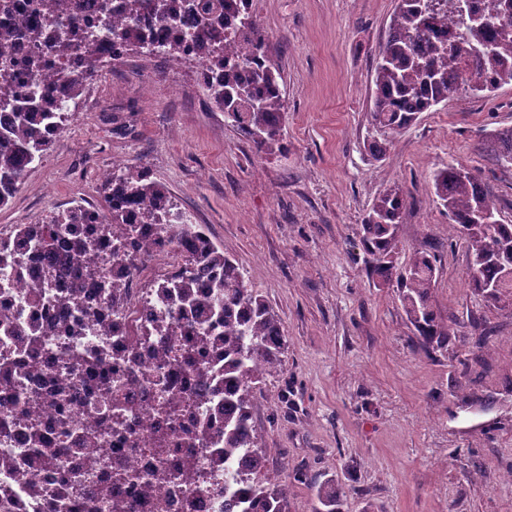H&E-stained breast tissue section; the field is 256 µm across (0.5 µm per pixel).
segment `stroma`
Wrapping results in <instances>:
<instances>
[{
	"instance_id": "obj_1",
	"label": "stroma",
	"mask_w": 512,
	"mask_h": 512,
	"mask_svg": "<svg viewBox=\"0 0 512 512\" xmlns=\"http://www.w3.org/2000/svg\"><path fill=\"white\" fill-rule=\"evenodd\" d=\"M395 7L253 0L287 104L286 149L271 154L210 103L185 58L127 54L86 87L0 227L104 207L101 172L146 165L281 319L283 366L261 383L253 421L268 476L317 479L290 484L288 512H312L320 483L340 489L341 512H512V303L469 288L431 180L463 165L512 224V168L484 144L512 128V84L420 113L372 158L373 63ZM392 186L407 198L397 266L433 248L440 259L431 302L450 341L429 355L361 244Z\"/></svg>"
}]
</instances>
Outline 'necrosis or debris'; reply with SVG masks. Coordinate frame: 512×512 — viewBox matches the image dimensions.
<instances>
[{"label":"necrosis or debris","mask_w":512,"mask_h":512,"mask_svg":"<svg viewBox=\"0 0 512 512\" xmlns=\"http://www.w3.org/2000/svg\"><path fill=\"white\" fill-rule=\"evenodd\" d=\"M0 27L5 73L20 89L68 91L61 72L77 56L52 50L56 19L39 0H7ZM104 0H81L82 26L96 33L86 50L111 60L119 43L108 29ZM39 38H32V31ZM43 66L19 71L32 53ZM88 243L99 287L72 298L68 277L39 288L47 267L36 237L0 233V372L16 381L0 388V506L7 512H224V346L219 330L206 349L195 336H158L154 320L200 325L207 312L181 303L160 285L186 265L189 248L156 224L132 219L126 237L90 214L62 229ZM122 281L112 289V281ZM86 361L81 381L64 364L73 351ZM55 453L56 463L42 464Z\"/></svg>","instance_id":"1"}]
</instances>
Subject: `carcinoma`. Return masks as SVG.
I'll return each mask as SVG.
<instances>
[{"label": "carcinoma", "instance_id": "carcinoma-1", "mask_svg": "<svg viewBox=\"0 0 512 512\" xmlns=\"http://www.w3.org/2000/svg\"><path fill=\"white\" fill-rule=\"evenodd\" d=\"M112 12L130 23L117 33L128 51L150 45L136 25L148 9L165 29L175 28L173 0H105ZM197 18L190 32L174 33L162 54L186 55V43L206 47L213 58L211 74L202 83L208 99L242 125L260 152L284 149L281 126L286 112L280 89L279 70L270 63L266 36L252 11V0H197ZM457 17L462 29L448 39V15ZM89 31L70 20L56 35L54 50L66 57L89 40ZM106 64L97 56L84 57L79 72L64 77L69 99L77 102L90 77ZM374 97L371 112L372 140L377 158L386 156L393 138L410 127L417 115L450 99L487 97L499 86L512 82V0H469V13L462 15L456 0H397L389 34L374 62ZM48 93L17 95L7 75L0 73V109L10 112V121L0 126V208L8 205L31 165L41 160L57 142L65 115ZM500 165L512 166V129L495 130L487 136ZM434 193L448 210L450 232L464 240L469 264L470 287L492 304L512 297V224H484L485 215L497 208L476 177L463 166L448 164L432 174ZM105 223L121 235L128 223L126 207L140 206L143 224H163L173 202L168 190L151 179L148 168L124 165L105 180ZM405 200L391 187L379 193L362 224V244L374 256L373 273L385 282L397 281L408 321L415 328L422 351L448 345V326L431 304L438 272L433 253H416L404 268L394 273L398 248L397 228L402 223ZM88 208L77 205L51 215L23 231L50 248L63 224H81ZM199 261L224 268V278L215 287L209 316L224 324V461H234L237 470L224 469V512H288V482L256 479L265 466V451L258 446L253 423L258 385L280 371L285 336L278 315L267 301L245 284L239 264L224 255L208 235L197 234ZM68 267L86 268L85 277L72 284V295L99 287L88 260L82 237L72 238L63 256ZM185 300H196L195 273H183L168 283ZM313 512H339L338 492L318 485Z\"/></svg>", "mask_w": 512, "mask_h": 512}]
</instances>
